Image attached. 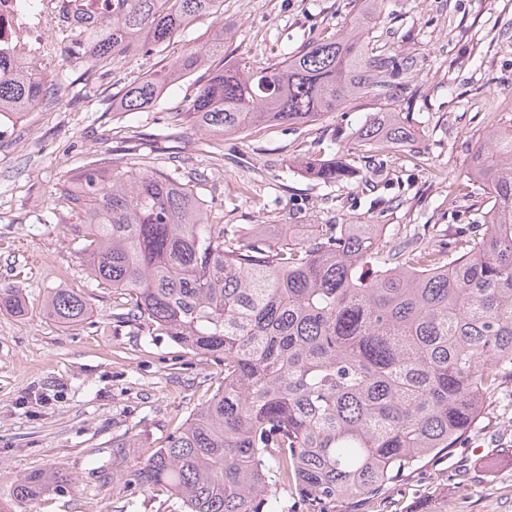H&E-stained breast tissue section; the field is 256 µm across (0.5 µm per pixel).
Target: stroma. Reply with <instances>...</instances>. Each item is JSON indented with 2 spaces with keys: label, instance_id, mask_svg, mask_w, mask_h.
<instances>
[{
  "label": "stroma",
  "instance_id": "obj_1",
  "mask_svg": "<svg viewBox=\"0 0 512 512\" xmlns=\"http://www.w3.org/2000/svg\"><path fill=\"white\" fill-rule=\"evenodd\" d=\"M355 0H224L233 37L224 57L261 63L297 53L342 29ZM382 31L423 56L412 109L417 137L377 154L353 151L354 179L326 185L291 168L293 158L336 157L374 105L365 99L317 121L211 137L183 113L205 70L163 87L151 108L120 111L126 85L159 76L186 49L207 42L212 20L100 73L66 58L40 107L14 117L0 142V286L20 289L25 311H0V502L17 475L63 468L69 489L13 512H161L165 488L129 498L126 482L211 397L223 366L138 322L114 325L124 291L87 274L58 198L84 164L149 161L174 173L217 224H239L269 242L290 224H390L425 229L468 249L465 225L486 210L467 188L472 157L492 127L512 121V0H388ZM57 288L87 294L89 317L66 327L44 301ZM347 512H512V395L490 402L457 447L424 459L408 476L347 503Z\"/></svg>",
  "mask_w": 512,
  "mask_h": 512
}]
</instances>
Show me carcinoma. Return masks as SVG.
I'll list each match as a JSON object with an SVG mask.
<instances>
[{
    "label": "carcinoma",
    "mask_w": 512,
    "mask_h": 512,
    "mask_svg": "<svg viewBox=\"0 0 512 512\" xmlns=\"http://www.w3.org/2000/svg\"><path fill=\"white\" fill-rule=\"evenodd\" d=\"M339 32L278 61L241 56L209 70L184 115L229 139L264 123L299 125L371 98L355 141L406 146L416 131L418 56L373 36L386 0H355ZM222 0H112V15L80 36L79 55L103 69L171 41L193 22H217L209 42L160 79L122 90L119 109L153 104L161 84L224 57ZM58 75L33 78L0 57V113L34 110ZM304 172L324 184L352 174L343 160L310 155ZM487 201L467 252L451 241L406 236L382 224H319L306 239L268 245L238 224H214L169 173L86 163L60 195L80 223L90 277L127 292L115 321L144 324L224 366L213 394L129 485L170 493L169 512H287L277 488L294 484L309 512H344L425 458L454 448L492 398L512 384V123L492 128L469 171ZM15 288L0 310L20 313ZM57 323L92 310L59 288L45 301ZM60 469L16 477L12 501L67 489Z\"/></svg>",
    "instance_id": "obj_1"
}]
</instances>
